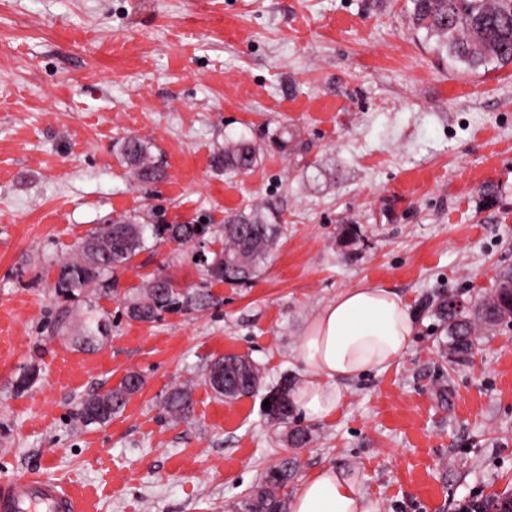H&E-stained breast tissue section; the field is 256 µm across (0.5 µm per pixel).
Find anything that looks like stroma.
<instances>
[{
  "instance_id": "stroma-1",
  "label": "stroma",
  "mask_w": 512,
  "mask_h": 512,
  "mask_svg": "<svg viewBox=\"0 0 512 512\" xmlns=\"http://www.w3.org/2000/svg\"><path fill=\"white\" fill-rule=\"evenodd\" d=\"M408 4L0 0V481L41 472L90 512H242L286 459L289 491L336 463L379 512L512 489V324L459 356L439 315L512 268V65L451 64ZM130 137L164 171L144 190ZM241 138L260 153L244 175L216 161ZM266 209L282 234L248 281L210 280L194 245L150 237L96 292H55L57 260L98 225L206 224L210 256L229 215ZM157 274L207 306L129 319ZM363 281L408 305L411 346L343 383L331 419L271 424L263 402L298 381L305 326ZM90 308L106 328L86 346L73 335ZM231 355L262 384L227 401L205 373ZM131 372L125 409L83 424L81 402ZM183 384L193 411L175 421L163 404Z\"/></svg>"
}]
</instances>
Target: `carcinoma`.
I'll return each mask as SVG.
<instances>
[{"instance_id": "carcinoma-1", "label": "carcinoma", "mask_w": 512, "mask_h": 512, "mask_svg": "<svg viewBox=\"0 0 512 512\" xmlns=\"http://www.w3.org/2000/svg\"><path fill=\"white\" fill-rule=\"evenodd\" d=\"M412 24L435 39L436 49L444 52L452 63L476 70L490 64L501 67L512 64V0H411ZM124 157L135 166L139 180L151 183L160 177L151 164L148 147L137 138H129ZM224 169L247 171L257 163V153L248 141L240 139L224 146ZM168 234L180 245L194 242L198 236L195 224H133L114 220L100 224L78 245L77 253L57 262V293L63 297L81 293L113 270L127 265L145 243V235ZM224 250L206 263L207 271L217 280H249L280 237L279 224H270L263 215H234L225 219ZM203 295L175 288L164 275L149 280L142 292L126 307L127 316L141 322H155L165 313L202 305ZM448 322L451 349L463 354L473 347L480 324L496 325L512 322V270L500 277L499 285L468 314L453 302L442 307ZM105 323L94 313L84 319L81 340L92 341L102 333ZM205 382L219 396L236 399L258 388L261 378L257 368L247 359L236 356L214 361ZM142 386L139 375H126L116 387L85 400L79 418L86 424H105L122 412L129 396ZM288 380L273 387L268 395L270 407L266 415L273 423H284L290 411ZM192 389L181 385L164 401V410L174 418L187 419L192 412ZM291 477L288 462L272 466L259 478L256 490L245 503L247 512H288L285 488ZM462 512H512V492L493 493L465 505Z\"/></svg>"}]
</instances>
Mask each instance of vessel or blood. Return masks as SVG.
<instances>
[{"label": "vessel or blood", "mask_w": 512, "mask_h": 512, "mask_svg": "<svg viewBox=\"0 0 512 512\" xmlns=\"http://www.w3.org/2000/svg\"><path fill=\"white\" fill-rule=\"evenodd\" d=\"M0 512H81L62 482L20 474L0 482Z\"/></svg>", "instance_id": "b4317fda"}]
</instances>
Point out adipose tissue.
I'll use <instances>...</instances> for the list:
<instances>
[{
    "label": "adipose tissue",
    "mask_w": 512,
    "mask_h": 512,
    "mask_svg": "<svg viewBox=\"0 0 512 512\" xmlns=\"http://www.w3.org/2000/svg\"><path fill=\"white\" fill-rule=\"evenodd\" d=\"M415 324L393 290L376 283L347 288L323 305L298 341L302 365L291 403L303 418L324 420L339 410L342 383L387 369L410 347ZM292 512H376L347 470L327 464L292 499Z\"/></svg>",
    "instance_id": "obj_1"
}]
</instances>
